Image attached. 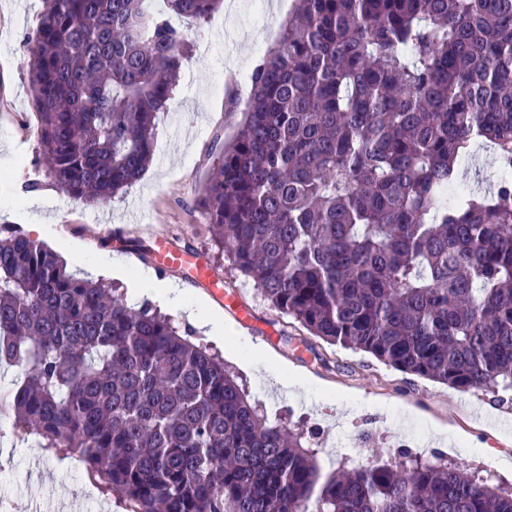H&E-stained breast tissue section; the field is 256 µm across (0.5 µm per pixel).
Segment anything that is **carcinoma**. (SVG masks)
Wrapping results in <instances>:
<instances>
[{
  "label": "carcinoma",
  "instance_id": "cac0c4a2",
  "mask_svg": "<svg viewBox=\"0 0 512 512\" xmlns=\"http://www.w3.org/2000/svg\"><path fill=\"white\" fill-rule=\"evenodd\" d=\"M26 44L47 176L112 200L151 162L189 35L148 0H44ZM249 81L199 202L235 268L329 345L511 404L512 0H296ZM478 141L496 175L473 190ZM191 336L0 230V368H22L0 412L127 512H512L441 452L322 478L315 432L268 422Z\"/></svg>",
  "mask_w": 512,
  "mask_h": 512
}]
</instances>
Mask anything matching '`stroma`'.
<instances>
[{"label":"stroma","mask_w":512,"mask_h":512,"mask_svg":"<svg viewBox=\"0 0 512 512\" xmlns=\"http://www.w3.org/2000/svg\"><path fill=\"white\" fill-rule=\"evenodd\" d=\"M294 0H268L270 26L258 23L251 0H236L203 22L181 19L194 47L184 61L177 95L160 116L155 131L153 161L144 176L107 206L89 207L59 190L46 176L29 102L31 58L25 39L36 28L43 0H0V226L30 230L43 227L41 243L49 248L65 243L69 268L101 279L114 278L112 263L129 262L133 273L173 282L200 297L204 285L194 282L190 269L154 268L145 250L158 237L205 259L214 279L239 306L253 316L251 326L237 333L261 350L270 368L243 374L252 400L269 421H283L317 432V463L331 474L339 460L353 464L395 462L396 444L409 429L430 433V447L417 449L431 459L445 453L449 465L479 471L493 484L512 488V465H497L484 446L512 457V406L492 395L463 393L444 385L391 369L370 355L317 338L298 341L302 326L272 309L258 294L252 279L241 275L229 256L211 238L199 206L208 171L218 158L216 141L235 135L241 113L227 109L230 97L246 99L248 76L279 36ZM240 38L237 50L225 46V34ZM35 183L26 191V183ZM39 198L30 207L29 197ZM120 280L131 288V275ZM10 422L0 423V499L36 496L43 512H97L85 495L84 472L63 466L36 441L11 437ZM463 438L470 452L453 442Z\"/></svg>","instance_id":"1"}]
</instances>
